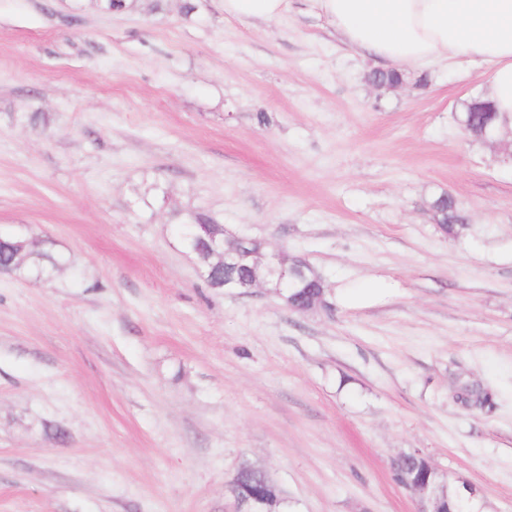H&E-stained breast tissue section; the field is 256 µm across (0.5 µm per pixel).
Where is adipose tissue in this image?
<instances>
[{
  "label": "adipose tissue",
  "mask_w": 512,
  "mask_h": 512,
  "mask_svg": "<svg viewBox=\"0 0 512 512\" xmlns=\"http://www.w3.org/2000/svg\"><path fill=\"white\" fill-rule=\"evenodd\" d=\"M350 47L375 62L418 69L478 66L496 131L512 130V0H313Z\"/></svg>",
  "instance_id": "adipose-tissue-1"
}]
</instances>
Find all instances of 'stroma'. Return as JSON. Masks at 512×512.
Listing matches in <instances>:
<instances>
[{"label": "stroma", "instance_id": "35a3bbf8", "mask_svg": "<svg viewBox=\"0 0 512 512\" xmlns=\"http://www.w3.org/2000/svg\"><path fill=\"white\" fill-rule=\"evenodd\" d=\"M184 2L0 0V235L67 259L0 275V512H234L246 465L270 512H417L414 449L512 512V144L462 136L479 69L378 88L309 0ZM197 213L307 261L329 310L210 288ZM288 0H224V14L244 22L268 21L283 14ZM432 209L439 216L440 228L444 233L457 234V227L467 224V216L449 195H442L434 200Z\"/></svg>", "mask_w": 512, "mask_h": 512}]
</instances>
